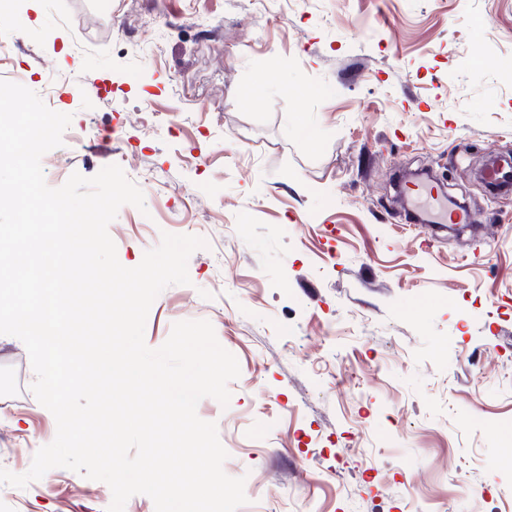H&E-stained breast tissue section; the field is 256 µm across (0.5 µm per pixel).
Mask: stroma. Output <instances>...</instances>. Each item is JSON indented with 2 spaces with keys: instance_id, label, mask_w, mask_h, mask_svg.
<instances>
[{
  "instance_id": "1",
  "label": "stroma",
  "mask_w": 512,
  "mask_h": 512,
  "mask_svg": "<svg viewBox=\"0 0 512 512\" xmlns=\"http://www.w3.org/2000/svg\"><path fill=\"white\" fill-rule=\"evenodd\" d=\"M0 51L72 117L48 186L116 164L143 191L108 228L123 266L206 240L144 339L206 320L237 358L228 405H197L237 512H512V191L481 179L512 153V0H16ZM421 168L473 214L462 236L409 222ZM35 379L0 335L16 474L56 435ZM111 501L64 468L0 484V512Z\"/></svg>"
}]
</instances>
